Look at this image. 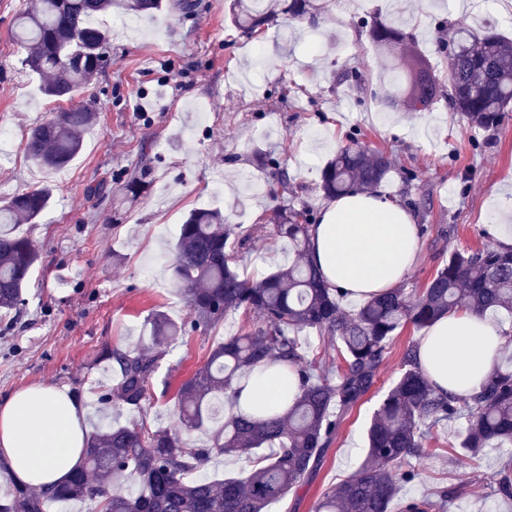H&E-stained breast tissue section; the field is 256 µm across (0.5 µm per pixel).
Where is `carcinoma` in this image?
Segmentation results:
<instances>
[{"mask_svg":"<svg viewBox=\"0 0 512 512\" xmlns=\"http://www.w3.org/2000/svg\"><path fill=\"white\" fill-rule=\"evenodd\" d=\"M115 0H38L15 17L11 36L22 63L47 76L42 93L69 103L57 115L34 127L25 153L46 170L68 165L82 148L83 135L96 120L91 106L77 105V91L102 72L100 55L110 44L94 19L112 10ZM134 12L154 14L164 0H126ZM283 15L301 21L314 16L311 0H234L232 21L251 36ZM378 47L404 45L412 34L391 21H375L368 29ZM455 54L448 60V102L468 123L488 132L499 129L512 104V39L493 26L477 32L456 28ZM426 61L407 55L393 71L394 85L405 106L433 100L438 85H426ZM259 162L277 171V183L288 192V172L270 154ZM391 169L390 159L355 138L339 148L322 171L320 190L326 197L366 191ZM52 189L26 190L0 205V313H20L24 292L38 261L32 241L14 232L33 224L48 209ZM312 221L304 210L278 208L273 235L288 239L293 260L256 279L244 278L235 265L239 255L229 247L234 228L218 211H191L175 247L172 284L185 296L189 319L177 324L166 315L153 316L152 345L167 344L187 330L206 332L232 311L252 313L259 325L251 332L228 336L204 366L179 386L176 397L179 429L149 430L144 425L114 427L108 423L91 433L83 462L51 490L12 485L0 512H44L48 502L83 501L97 512H267L314 473L338 435L345 414L376 386L380 367L397 330L407 324L428 328L444 314L470 310L512 313V249L457 248L436 269L421 291L403 288L375 296L354 314L340 305L342 294L330 287L309 259ZM326 332L336 338V370L308 358L301 334ZM163 352L131 353L119 347L107 356L119 367L113 395L138 409L148 397V383ZM278 364L298 380L292 405L277 415L230 414L210 444L199 447L189 434L206 427L214 405L224 395H238L251 377ZM463 417L458 447L478 456L492 443H512V368L496 366L481 390L462 400L437 394L422 371L416 347L401 356L400 372L375 410L366 432L367 460L346 481L323 491L316 512H390L399 489L397 467L424 454L425 427ZM246 454L251 469L242 478L196 479L193 474L216 455Z\"/></svg>","mask_w":512,"mask_h":512,"instance_id":"obj_1","label":"carcinoma"}]
</instances>
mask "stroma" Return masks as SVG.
Listing matches in <instances>:
<instances>
[{"label":"stroma","instance_id":"obj_1","mask_svg":"<svg viewBox=\"0 0 512 512\" xmlns=\"http://www.w3.org/2000/svg\"><path fill=\"white\" fill-rule=\"evenodd\" d=\"M315 2L317 26L281 22L250 38L232 24L229 0H199L190 15L173 6L151 18L119 6L109 12L111 63L77 95L100 109L81 152L57 171L39 167L21 148L0 161V201L28 188L53 189L42 219L17 229L41 261L21 318L10 328L0 319V400L30 385H53L80 398L89 427L109 420L172 428L179 384L225 336L252 330L255 316L233 312L208 332L191 331L165 346L138 410L101 404L116 380L104 348H151L154 313L187 320L171 267L192 210L221 211L246 238L241 276L287 264L288 241L272 234L276 208L321 215L322 169L352 135L390 157L383 193L399 199L419 228L416 265L400 283L407 293L423 288L453 248L498 245L491 224L497 196L512 194V106L494 133L460 119L444 94L422 111L403 107L387 76L393 52L377 50L361 23L400 13L444 87L455 23L490 22L512 38V0H485L470 11L458 0ZM35 4L0 0V123L22 139L54 107L40 91L43 77L25 68L10 34L14 17ZM354 69L359 81L342 80ZM269 153L287 169L292 193L272 197L277 183L258 162ZM140 175L149 192L127 198L123 185ZM101 182L109 186L103 198L91 192ZM420 337L410 325L394 336L375 390L345 415L323 465L268 512H311L326 488L357 471L370 418L398 375L404 349ZM461 425L455 419L431 428L432 451L412 460L415 477L401 483L391 512L409 499L440 503L439 512H512V498L496 485L512 446L462 455L453 446Z\"/></svg>","mask_w":512,"mask_h":512}]
</instances>
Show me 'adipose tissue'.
<instances>
[{
  "label": "adipose tissue",
  "instance_id": "ef3b65f1",
  "mask_svg": "<svg viewBox=\"0 0 512 512\" xmlns=\"http://www.w3.org/2000/svg\"><path fill=\"white\" fill-rule=\"evenodd\" d=\"M312 258L332 287L350 299L368 300L401 282L419 249L418 228L399 202L378 192L332 201L311 229ZM512 346L490 315L459 311L437 318L418 345V358L436 391L466 397L477 391L501 351ZM295 377L278 369L255 376L237 407L275 406L296 394ZM88 413L63 389L22 388L0 404V460L18 481L48 487L79 464Z\"/></svg>",
  "mask_w": 512,
  "mask_h": 512
}]
</instances>
